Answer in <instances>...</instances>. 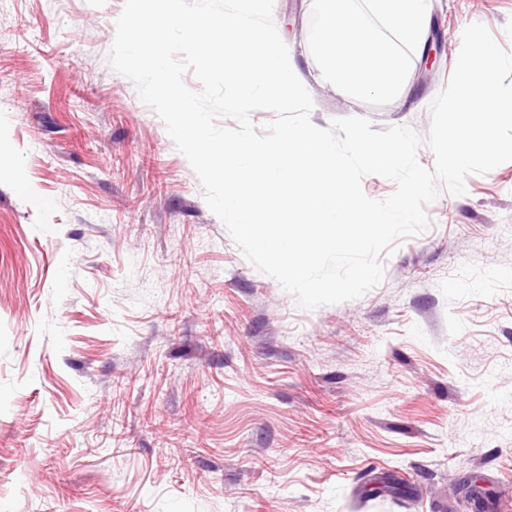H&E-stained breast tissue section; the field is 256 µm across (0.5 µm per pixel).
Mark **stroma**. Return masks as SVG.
I'll use <instances>...</instances> for the list:
<instances>
[{
  "instance_id": "stroma-1",
  "label": "stroma",
  "mask_w": 512,
  "mask_h": 512,
  "mask_svg": "<svg viewBox=\"0 0 512 512\" xmlns=\"http://www.w3.org/2000/svg\"><path fill=\"white\" fill-rule=\"evenodd\" d=\"M124 0H0V512H512V162L440 191L362 297L308 311L244 257L109 51ZM318 0H275L320 128L431 127L465 27L425 0L405 87L320 75Z\"/></svg>"
}]
</instances>
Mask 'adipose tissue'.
<instances>
[{
  "label": "adipose tissue",
  "instance_id": "obj_1",
  "mask_svg": "<svg viewBox=\"0 0 512 512\" xmlns=\"http://www.w3.org/2000/svg\"><path fill=\"white\" fill-rule=\"evenodd\" d=\"M319 2L321 14L310 40L323 55V79L357 93L389 95L403 89L404 63L395 49L376 37L361 14L341 6L338 0ZM372 5L401 41H420L424 0H372Z\"/></svg>",
  "mask_w": 512,
  "mask_h": 512
}]
</instances>
